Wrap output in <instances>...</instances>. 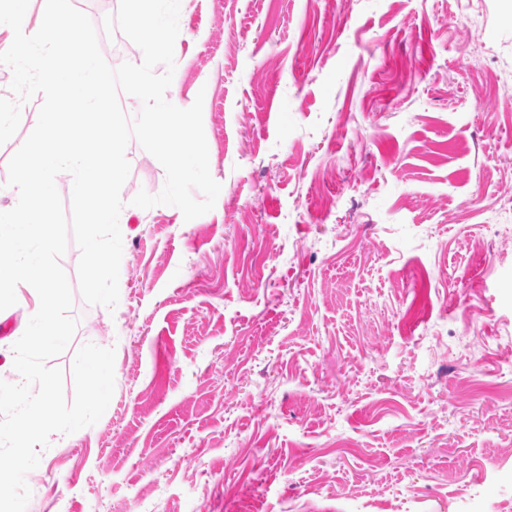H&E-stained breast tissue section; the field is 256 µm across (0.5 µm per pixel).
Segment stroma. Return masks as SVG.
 <instances>
[{
	"mask_svg": "<svg viewBox=\"0 0 512 512\" xmlns=\"http://www.w3.org/2000/svg\"><path fill=\"white\" fill-rule=\"evenodd\" d=\"M105 59L119 0H71ZM166 98L203 101L193 220L137 140L115 309L48 359L99 421L53 434L36 512H512V0H183ZM42 95L0 145L8 163Z\"/></svg>",
	"mask_w": 512,
	"mask_h": 512,
	"instance_id": "stroma-1",
	"label": "stroma"
}]
</instances>
